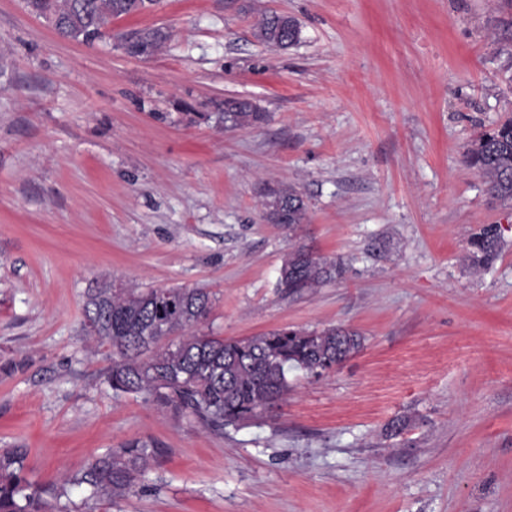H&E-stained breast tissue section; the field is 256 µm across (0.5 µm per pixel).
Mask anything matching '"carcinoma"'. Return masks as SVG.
<instances>
[{
    "label": "carcinoma",
    "instance_id": "cac0c4a2",
    "mask_svg": "<svg viewBox=\"0 0 512 512\" xmlns=\"http://www.w3.org/2000/svg\"><path fill=\"white\" fill-rule=\"evenodd\" d=\"M36 15L56 17L55 32L90 45L100 39L112 19L151 10L158 0H26ZM293 17L275 12L260 15L254 35L263 43L286 49L300 37ZM142 37L155 55L169 34L156 28L120 34L125 41ZM226 128L252 127L264 113L248 99L224 100L219 113ZM466 165L485 181L490 194L512 201V118L484 130L466 148ZM266 217L292 230L308 221V204L292 184L265 194ZM475 269H485L501 250L498 226L488 224L469 241ZM340 257L326 258L304 246L292 249L277 281L281 292L293 295L343 277ZM213 295L203 288H149L104 284L92 288L85 302V330L112 347L107 382L117 396L142 395L177 416H192L222 431L283 401L288 395V369L320 375L336 368L362 346L352 330L320 331L283 327L241 340H224L200 331L208 318ZM157 449L142 440L92 459L71 484L83 486L89 497L107 504L123 498L144 476ZM28 449L0 451V512H46L49 490L33 484L26 473Z\"/></svg>",
    "mask_w": 512,
    "mask_h": 512
}]
</instances>
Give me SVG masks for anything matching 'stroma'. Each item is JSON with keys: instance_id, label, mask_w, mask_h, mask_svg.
Returning a JSON list of instances; mask_svg holds the SVG:
<instances>
[{"instance_id": "35a3bbf8", "label": "stroma", "mask_w": 512, "mask_h": 512, "mask_svg": "<svg viewBox=\"0 0 512 512\" xmlns=\"http://www.w3.org/2000/svg\"><path fill=\"white\" fill-rule=\"evenodd\" d=\"M299 42L258 41L257 10ZM165 28L149 59L117 33ZM230 97L266 117L228 129ZM512 116V0H159L93 45L0 0V448L63 485L140 439L154 466L113 504L50 512H512V204L463 160ZM295 185L296 231L263 217ZM501 228L474 272L468 241ZM341 280L288 296V252ZM206 288L203 332L343 327L358 352L292 370L280 407L218 432L106 381L84 329L103 281Z\"/></svg>"}]
</instances>
